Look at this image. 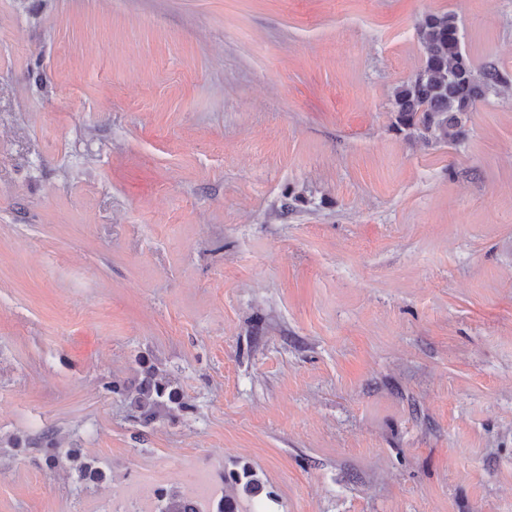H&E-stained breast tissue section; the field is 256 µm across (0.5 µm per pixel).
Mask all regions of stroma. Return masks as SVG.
Listing matches in <instances>:
<instances>
[{
  "instance_id": "obj_1",
  "label": "stroma",
  "mask_w": 512,
  "mask_h": 512,
  "mask_svg": "<svg viewBox=\"0 0 512 512\" xmlns=\"http://www.w3.org/2000/svg\"><path fill=\"white\" fill-rule=\"evenodd\" d=\"M439 11L512 79V0H0V512H512V87L393 127ZM109 393L129 400L138 415L134 417L144 426H150L162 417H177L191 410L179 388L160 377L157 369L148 367L143 371V378L135 389L116 381L108 382ZM41 445L44 448V464L48 470H54L62 467L61 462L64 458L70 465V468L78 473L81 480L94 479L95 473H92L90 467L80 462L81 449L67 448L65 453L57 446L54 431H43Z\"/></svg>"
}]
</instances>
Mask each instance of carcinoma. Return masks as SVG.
I'll use <instances>...</instances> for the list:
<instances>
[{"label":"carcinoma","mask_w":512,"mask_h":512,"mask_svg":"<svg viewBox=\"0 0 512 512\" xmlns=\"http://www.w3.org/2000/svg\"><path fill=\"white\" fill-rule=\"evenodd\" d=\"M425 56L418 72L398 85L393 93V126L409 137L436 143L457 141L464 134L465 122L477 102L506 85L498 63L485 61L473 66L463 52L457 18L448 12L423 15L417 26ZM109 393L124 397L137 411L136 419L147 427L162 417H177L191 410L179 388L160 377L157 369L148 367L134 389L116 381L108 382ZM44 464L47 469L61 467L67 461L82 480L95 474L80 462L81 449L63 450L57 446L54 431L42 433ZM232 487H241L250 495L262 489L251 470L244 467L229 478ZM159 512H198L195 504L166 494L159 498Z\"/></svg>","instance_id":"obj_1"}]
</instances>
